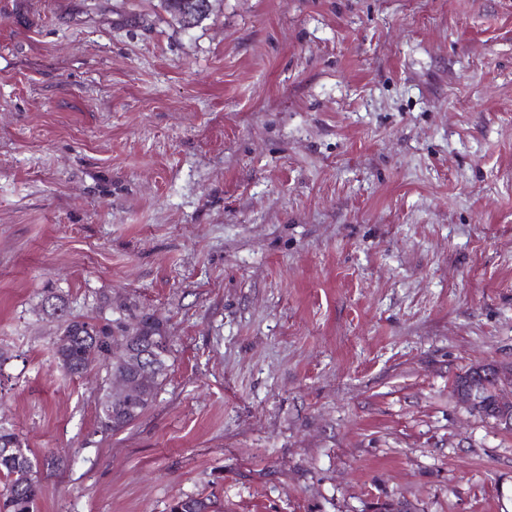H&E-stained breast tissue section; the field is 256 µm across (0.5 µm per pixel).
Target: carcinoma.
Returning a JSON list of instances; mask_svg holds the SVG:
<instances>
[{
  "label": "carcinoma",
  "instance_id": "carcinoma-1",
  "mask_svg": "<svg viewBox=\"0 0 512 512\" xmlns=\"http://www.w3.org/2000/svg\"><path fill=\"white\" fill-rule=\"evenodd\" d=\"M197 0H161L166 12L174 19L186 14ZM50 314L61 322L62 344L55 351L57 358L68 366V375L83 374L89 358L113 370L118 366L113 358L114 348L121 342L135 338L147 348L154 349L158 356L157 367L142 376L140 392L136 400L128 405H118L112 400V386H107L99 402V418L103 427L114 432L134 422L157 398L170 367V347L156 321L147 315L130 313L126 319H106L92 324L67 314L64 298L54 292L45 298ZM484 401V410L495 404L498 390L496 380H478ZM33 458L28 449L21 448L16 433L0 427V476L7 480L5 493L0 495V512H37L40 486L34 477ZM170 512H221L216 502L209 497L187 496L170 505Z\"/></svg>",
  "mask_w": 512,
  "mask_h": 512
}]
</instances>
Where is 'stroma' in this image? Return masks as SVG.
<instances>
[{
	"instance_id": "stroma-1",
	"label": "stroma",
	"mask_w": 512,
	"mask_h": 512,
	"mask_svg": "<svg viewBox=\"0 0 512 512\" xmlns=\"http://www.w3.org/2000/svg\"><path fill=\"white\" fill-rule=\"evenodd\" d=\"M135 306L156 401L58 320ZM512 0H0V425L38 512H512ZM56 459L47 467V459ZM45 303L50 314L60 319L59 337H63H60L62 344L55 354L68 366L66 374L70 376L83 374L91 356L97 364L105 365L112 375L118 366L114 348L129 338H136L145 347L154 349L159 357L158 365H152L155 368L142 376L139 396L133 401L140 375L144 374L145 358L152 360V356L140 352L132 342L125 341L122 350L126 370L113 376V384L110 382L104 389L99 402V418L103 427L116 432L130 425L155 401L170 367V347L163 341L156 321L147 315L130 313L127 320L105 318L103 323L92 324L67 314L66 302L59 294L49 293ZM124 403L128 405H118ZM478 385L481 386L482 392ZM478 385L471 379L463 384H457L454 382L453 392L457 401L467 408L473 416L477 417L478 412L481 409L480 402L483 393V409L486 411V417L491 416V414L488 413V410L495 404L493 418H486V420H491L495 425L506 430H512L511 386L501 388L495 397L498 387L494 378L489 379L487 376L483 379L480 378L478 380ZM170 512H223L216 502L209 497L187 496L174 501L170 505Z\"/></svg>"
}]
</instances>
